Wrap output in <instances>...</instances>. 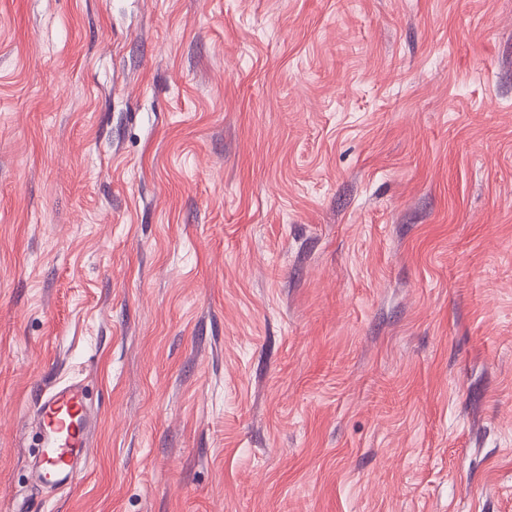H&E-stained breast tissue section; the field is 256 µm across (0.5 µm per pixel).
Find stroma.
Instances as JSON below:
<instances>
[{
  "label": "stroma",
  "mask_w": 512,
  "mask_h": 512,
  "mask_svg": "<svg viewBox=\"0 0 512 512\" xmlns=\"http://www.w3.org/2000/svg\"><path fill=\"white\" fill-rule=\"evenodd\" d=\"M0 512H512V0H0ZM36 403L41 443L29 463L30 485L36 490L62 489L87 461L94 414L78 382L44 392Z\"/></svg>",
  "instance_id": "35a3bbf8"
}]
</instances>
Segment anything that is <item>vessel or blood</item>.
Listing matches in <instances>:
<instances>
[{"label": "vessel or blood", "instance_id": "1", "mask_svg": "<svg viewBox=\"0 0 512 512\" xmlns=\"http://www.w3.org/2000/svg\"><path fill=\"white\" fill-rule=\"evenodd\" d=\"M37 413L40 450L29 463L30 484L38 490L65 488L87 461L94 414L76 382L40 394Z\"/></svg>", "mask_w": 512, "mask_h": 512}]
</instances>
